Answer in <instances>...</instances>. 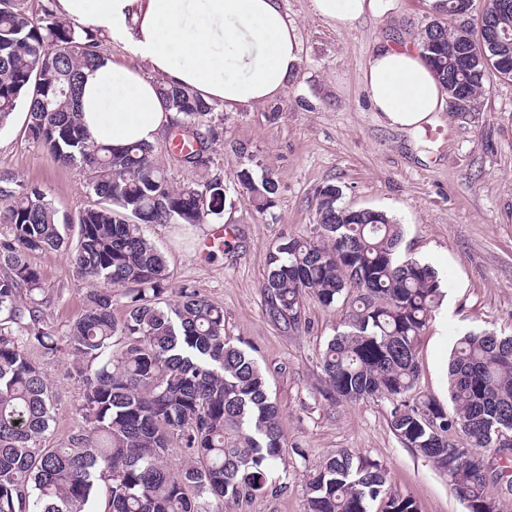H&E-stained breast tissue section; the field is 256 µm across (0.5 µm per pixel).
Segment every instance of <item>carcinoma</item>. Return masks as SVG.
<instances>
[{
    "mask_svg": "<svg viewBox=\"0 0 512 512\" xmlns=\"http://www.w3.org/2000/svg\"><path fill=\"white\" fill-rule=\"evenodd\" d=\"M472 0H448V22L417 37L448 96L477 100L489 74L512 78V9L458 24ZM102 57L98 32L71 24L45 4L32 14L23 0H0V124L19 108L25 135L86 175L95 200L59 221L39 187L0 171V512H209L207 500L246 499L286 491L272 472L283 452L276 404L258 362L224 336V309L195 290L173 292L166 260L146 234L152 224H199L224 209V180L212 176L173 188L153 161L154 146L117 153L82 127V70ZM174 125L191 127L195 144L181 163L208 168L217 104L160 84ZM252 206L272 207L278 182L268 173L238 175ZM334 186L320 191L319 233L288 237L268 258L261 288L270 323L288 336L306 328L303 298L330 307L356 293L344 330L321 355L328 393L338 400L381 398L404 447L433 461L466 512H502L486 489L512 479L479 450L512 458V336L469 332L448 361V405L407 400L418 379L417 343L442 298L428 263L401 253V225L381 211L338 204ZM68 251L76 277L91 284L82 311L62 331L49 326L34 253ZM117 300L126 307L116 319ZM66 353L83 384L81 424L62 448L43 442L53 422L47 379L29 356ZM188 459L168 461L171 439ZM386 470L348 452L307 482L308 512H419L391 492Z\"/></svg>",
    "mask_w": 512,
    "mask_h": 512,
    "instance_id": "1",
    "label": "carcinoma"
}]
</instances>
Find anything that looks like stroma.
Returning <instances> with one entry per match:
<instances>
[{"label":"stroma","mask_w":512,"mask_h":512,"mask_svg":"<svg viewBox=\"0 0 512 512\" xmlns=\"http://www.w3.org/2000/svg\"><path fill=\"white\" fill-rule=\"evenodd\" d=\"M298 30L301 65L273 101L231 112L218 109L220 136L211 171L224 180V212L200 224H153L173 286L194 289L224 309V334L265 371L280 409L285 451L276 463L288 476L277 495L226 502L223 512H307L306 483L347 450L386 468L393 491L412 496L420 512H465L446 475L405 448L389 427L391 404L337 402L325 389L321 353L345 318L343 304L305 303L308 327L281 335L261 303L268 254L285 236L316 233L320 190L336 187L341 206L385 212L403 230L402 249L437 271L443 299L423 331L418 389L447 402V365L455 341L478 329L512 334V80L491 77L477 111L441 112L448 133L439 146L423 133L388 127L370 107L360 68L382 42L415 43L435 16L427 0H390L388 10L338 30L310 10L309 0H283ZM24 116L0 126V169L40 186L59 215H74L91 196L79 168L58 162L24 134ZM262 167L279 184L273 206L257 211L238 181ZM223 235V248L212 239ZM43 279L47 322L63 330L86 293L65 253L32 256ZM30 355L54 392L55 424L45 445L64 446L79 417L81 386L65 355Z\"/></svg>","instance_id":"obj_1"}]
</instances>
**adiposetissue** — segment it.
I'll list each match as a JSON object with an SVG mask.
<instances>
[{
    "mask_svg": "<svg viewBox=\"0 0 512 512\" xmlns=\"http://www.w3.org/2000/svg\"><path fill=\"white\" fill-rule=\"evenodd\" d=\"M330 26L351 28L384 10V0H310ZM56 13L125 45L83 72L81 121L95 142L120 150L156 144L175 113L159 84L188 88L234 111L273 100L301 64L297 29L282 0H56ZM361 82L386 125L414 132L435 123L441 85L416 47L381 44Z\"/></svg>",
    "mask_w": 512,
    "mask_h": 512,
    "instance_id": "adipose-tissue-1",
    "label": "adipose tissue"
}]
</instances>
